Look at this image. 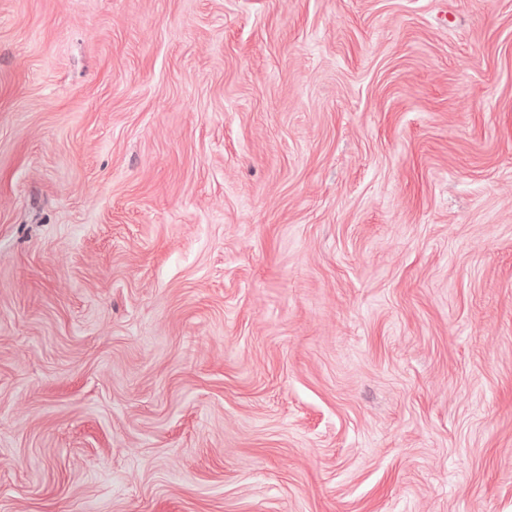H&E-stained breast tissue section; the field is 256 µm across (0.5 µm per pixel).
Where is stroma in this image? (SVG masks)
Returning a JSON list of instances; mask_svg holds the SVG:
<instances>
[{
  "mask_svg": "<svg viewBox=\"0 0 512 512\" xmlns=\"http://www.w3.org/2000/svg\"><path fill=\"white\" fill-rule=\"evenodd\" d=\"M0 512H512V0H0Z\"/></svg>",
  "mask_w": 512,
  "mask_h": 512,
  "instance_id": "1",
  "label": "stroma"
}]
</instances>
